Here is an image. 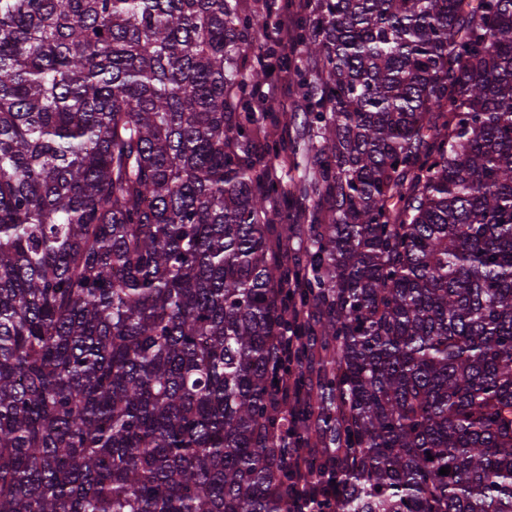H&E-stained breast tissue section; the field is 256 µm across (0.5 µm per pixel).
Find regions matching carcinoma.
<instances>
[{
    "label": "carcinoma",
    "instance_id": "obj_1",
    "mask_svg": "<svg viewBox=\"0 0 512 512\" xmlns=\"http://www.w3.org/2000/svg\"><path fill=\"white\" fill-rule=\"evenodd\" d=\"M238 2L0 0V512H292L290 441L310 512H512V0H311L318 147ZM278 101L274 102L277 107L276 115L279 117V122L274 126L267 121L266 124L264 123V130L272 138L283 139L288 142L296 141L299 135L302 134V112L294 111L289 105L286 106ZM294 113L298 114L296 119H293ZM286 117H288V120H286ZM309 460L308 448H293L290 457L288 453L292 475L288 485V498L293 504L294 512H307L305 504L322 492V489L308 478L306 463Z\"/></svg>",
    "mask_w": 512,
    "mask_h": 512
}]
</instances>
